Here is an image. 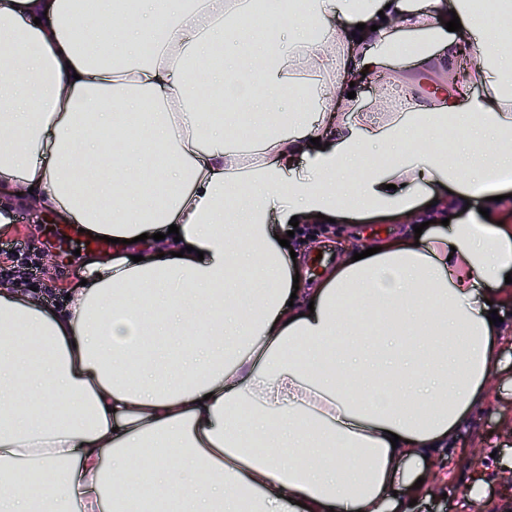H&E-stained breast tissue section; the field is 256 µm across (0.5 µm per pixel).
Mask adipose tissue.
Returning a JSON list of instances; mask_svg holds the SVG:
<instances>
[{"label":"adipose tissue","instance_id":"ef3b65f1","mask_svg":"<svg viewBox=\"0 0 512 512\" xmlns=\"http://www.w3.org/2000/svg\"><path fill=\"white\" fill-rule=\"evenodd\" d=\"M269 10L288 36L248 0H0V231L24 190L118 241L60 309L0 289V512H132L174 486L184 512H409L483 402L512 228L465 205L512 171V30L465 0ZM380 74L373 107L349 98ZM448 197L451 224L294 289L291 219Z\"/></svg>","mask_w":512,"mask_h":512}]
</instances>
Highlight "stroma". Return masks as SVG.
Wrapping results in <instances>:
<instances>
[{
  "instance_id": "stroma-1",
  "label": "stroma",
  "mask_w": 512,
  "mask_h": 512,
  "mask_svg": "<svg viewBox=\"0 0 512 512\" xmlns=\"http://www.w3.org/2000/svg\"><path fill=\"white\" fill-rule=\"evenodd\" d=\"M12 231L0 235V265L22 262L26 265L27 285L45 290L48 307L63 303L70 288L76 287L83 257L73 246L58 243L52 236L55 219L43 217L28 205L14 207ZM391 236L406 231V224H304L296 233L304 249L297 262L308 272L307 287H314L323 269L341 260L345 249L366 242L372 230ZM28 247V255L7 258L15 243ZM502 317L498 361L492 372L485 401L463 423L457 439L436 453L428 462L440 470L438 490L423 488L415 512H512V484L506 474L512 470V302L498 309ZM483 481L486 493L480 498L467 494L474 480Z\"/></svg>"
}]
</instances>
